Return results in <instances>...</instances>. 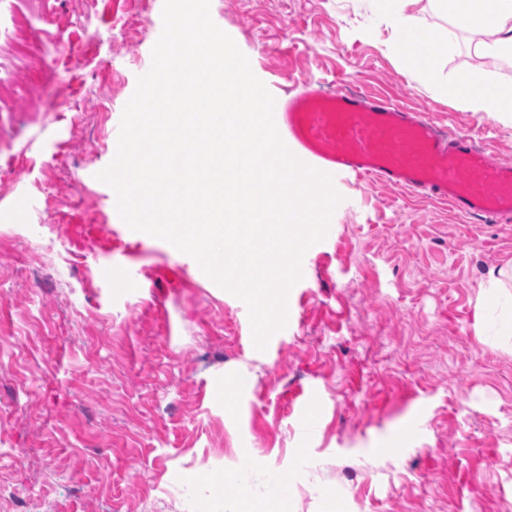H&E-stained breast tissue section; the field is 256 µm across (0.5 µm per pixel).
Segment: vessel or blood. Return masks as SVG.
Listing matches in <instances>:
<instances>
[{"mask_svg": "<svg viewBox=\"0 0 512 512\" xmlns=\"http://www.w3.org/2000/svg\"><path fill=\"white\" fill-rule=\"evenodd\" d=\"M273 119L288 150L331 178L401 186L478 220L512 217V164L390 97L308 90L275 102Z\"/></svg>", "mask_w": 512, "mask_h": 512, "instance_id": "vessel-or-blood-1", "label": "vessel or blood"}]
</instances>
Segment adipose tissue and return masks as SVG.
I'll return each mask as SVG.
<instances>
[{
  "mask_svg": "<svg viewBox=\"0 0 512 512\" xmlns=\"http://www.w3.org/2000/svg\"><path fill=\"white\" fill-rule=\"evenodd\" d=\"M417 0H390V21L394 27L391 46L400 56H408L413 50H420L419 66L430 80H437L438 72L432 57L445 53L454 45V31L476 29L484 33V40L478 41L474 52L478 57L512 58V0H433L436 9L448 17L452 32L431 37L415 28L405 14L407 7ZM456 98L469 110L490 112L501 120L512 123V89L500 90L491 86L484 72L464 71L458 74L454 83ZM483 301L475 306V327L482 342L504 351L512 352V297L501 294L500 279L490 276L483 290ZM501 301L503 315L496 329H489L486 299Z\"/></svg>",
  "mask_w": 512,
  "mask_h": 512,
  "instance_id": "obj_1",
  "label": "adipose tissue"
}]
</instances>
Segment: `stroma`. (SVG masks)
<instances>
[{
	"label": "stroma",
	"instance_id": "35a3bbf8",
	"mask_svg": "<svg viewBox=\"0 0 512 512\" xmlns=\"http://www.w3.org/2000/svg\"><path fill=\"white\" fill-rule=\"evenodd\" d=\"M164 0H96L91 28L44 24L71 57L0 84L28 119L0 135V451L25 512H224L239 478L286 470L258 512H512V353L474 306L512 260V223L344 178L301 260L287 321L258 350L248 310L195 259L117 223L97 175L152 66ZM274 99L386 94L512 163V124L390 49L381 0H211ZM112 228V247L64 227Z\"/></svg>",
	"mask_w": 512,
	"mask_h": 512
}]
</instances>
